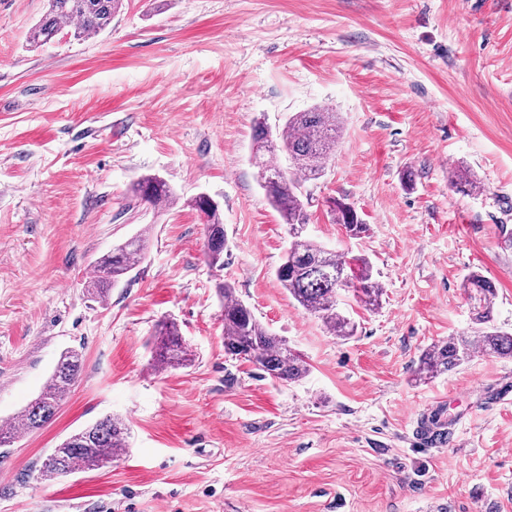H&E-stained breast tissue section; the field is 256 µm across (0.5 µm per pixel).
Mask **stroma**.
Wrapping results in <instances>:
<instances>
[{
	"instance_id": "35a3bbf8",
	"label": "stroma",
	"mask_w": 512,
	"mask_h": 512,
	"mask_svg": "<svg viewBox=\"0 0 512 512\" xmlns=\"http://www.w3.org/2000/svg\"><path fill=\"white\" fill-rule=\"evenodd\" d=\"M47 0H0V422L45 386L60 353L77 384L42 429L0 458V512H512V359L474 353L425 382L431 344L476 331L462 282L496 286L512 330V0H124L109 28L29 42ZM329 107L343 135L302 189L307 233L367 259L384 294L339 310L328 333L276 277L290 238L259 184L255 124ZM468 167L476 189L450 182ZM164 179L154 207L134 183ZM224 217L208 264L187 198ZM355 209L361 237L334 223ZM145 236L106 300L86 291L112 247ZM227 281L310 366L296 383L224 351L215 286ZM180 327L187 365L151 362L155 329ZM441 414L443 448L410 443ZM126 420L111 467L52 481L67 436ZM136 197L151 205L159 203L174 204L179 200L168 187L167 183L156 176H147L136 182L133 186ZM331 209L333 220L336 224H343L347 232L352 236H359L366 232V224L359 219L356 211L346 203L334 200Z\"/></svg>"
}]
</instances>
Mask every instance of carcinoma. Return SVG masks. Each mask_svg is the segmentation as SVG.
Returning <instances> with one entry per match:
<instances>
[{"label": "carcinoma", "instance_id": "1", "mask_svg": "<svg viewBox=\"0 0 512 512\" xmlns=\"http://www.w3.org/2000/svg\"><path fill=\"white\" fill-rule=\"evenodd\" d=\"M123 0H47L45 16L33 27L31 43L50 41L61 28L71 25L77 39L97 36L112 22V16L122 8ZM341 121L338 113L316 107L296 112L286 120L279 143L271 141L268 128L259 123L254 127L253 140L257 149L270 153L282 150L289 159L288 169L261 155L254 156L260 185L271 205L288 225L292 243L277 268V278L294 300L320 318L334 336L353 335L355 324L336 307V297L342 288H353L367 306L381 303L383 288L372 279L369 262L364 258H347L331 251L304 235L308 217L302 199L303 183L317 179L336 150ZM136 197L151 204H174L179 200L167 183L156 176H147L133 186ZM206 223L205 254L212 266L224 265V223L219 206L200 193L189 200ZM333 220L344 225L352 236L366 232V224L356 211L340 201L332 202ZM142 240L133 238L112 249L97 262L96 275L87 288L102 300L139 262ZM464 287L474 301L476 323L482 325L474 339L450 336L424 350L419 358L417 376L430 380L462 365L471 356L472 348L500 358H512V333L492 325L495 294L494 284L483 275L472 272ZM224 312V351L252 363L269 377L292 382L309 371L307 363L290 348L286 341L273 336L256 320L251 310L238 300L234 288L226 282L216 285ZM188 351L177 324L165 320L158 325L157 343L152 367L165 371L184 365ZM82 372V357L75 350H66L57 360L47 385L39 396L17 414L18 428L32 431L40 428L55 412L77 382ZM129 428L121 418L108 415L70 435L42 462L40 476L54 480L79 471L101 468L129 450Z\"/></svg>", "mask_w": 512, "mask_h": 512}]
</instances>
